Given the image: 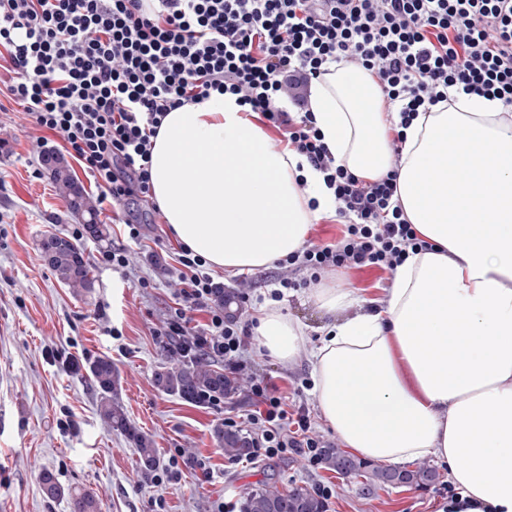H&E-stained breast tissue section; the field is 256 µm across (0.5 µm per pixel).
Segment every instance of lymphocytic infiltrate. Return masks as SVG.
Segmentation results:
<instances>
[{
	"instance_id": "obj_1",
	"label": "lymphocytic infiltrate",
	"mask_w": 512,
	"mask_h": 512,
	"mask_svg": "<svg viewBox=\"0 0 512 512\" xmlns=\"http://www.w3.org/2000/svg\"><path fill=\"white\" fill-rule=\"evenodd\" d=\"M374 73L383 111L398 113L395 140L411 120L453 95H477L512 113V0H0V68L8 98L31 128L59 136L128 239L145 236L127 209L151 195L153 139L172 109L230 94L285 148L324 177L341 224L335 242L275 262L272 300L329 268L395 273L430 250L395 199L397 173L366 181L337 165L316 126L308 88L330 66ZM181 287L154 332L185 351L251 366L250 325L214 301L207 263L174 253ZM205 322H195V314ZM244 425L257 455H305L322 443L303 406H287L267 377L251 385Z\"/></svg>"
}]
</instances>
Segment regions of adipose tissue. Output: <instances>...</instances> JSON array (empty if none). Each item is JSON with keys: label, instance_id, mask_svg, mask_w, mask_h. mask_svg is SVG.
<instances>
[{"label": "adipose tissue", "instance_id": "ef3b65f1", "mask_svg": "<svg viewBox=\"0 0 512 512\" xmlns=\"http://www.w3.org/2000/svg\"><path fill=\"white\" fill-rule=\"evenodd\" d=\"M379 97L370 72L331 67L311 87L316 126L360 178L397 169L404 216L432 249L397 268L384 305L325 328L311 352L320 414L364 459L446 466L448 512H512V115L475 95L433 106L396 166ZM151 191L173 236L232 274L301 250L337 206L229 96L168 113ZM257 320L259 345L291 360L302 326L269 305Z\"/></svg>", "mask_w": 512, "mask_h": 512}]
</instances>
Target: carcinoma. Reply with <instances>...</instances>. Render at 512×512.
Wrapping results in <instances>:
<instances>
[{
    "label": "carcinoma",
    "mask_w": 512,
    "mask_h": 512,
    "mask_svg": "<svg viewBox=\"0 0 512 512\" xmlns=\"http://www.w3.org/2000/svg\"><path fill=\"white\" fill-rule=\"evenodd\" d=\"M58 194L65 198L70 210L84 219L86 234L100 240L106 236V226L98 223L95 207L86 191L76 181L71 171L50 153L42 157ZM40 251L57 279L77 293H89L94 288L88 263L79 246L69 237L60 234L45 236ZM99 394V413L111 432H116L138 449L142 467L146 470L156 463L153 442L131 422L118 396V375L112 359L101 356L88 366ZM156 385L168 394L189 403H200L205 398L239 397L244 392V379L213 368L200 359L188 366L173 365L156 373ZM214 434L231 459H250L254 448L248 433L241 429L216 425ZM322 464L344 477L363 478L362 494H371L383 487L426 488L438 482V474L430 467L416 470L371 464L355 459L345 451L329 446L323 450ZM325 502L318 494L302 488H284L275 482L264 483L246 492L241 512H325Z\"/></svg>",
    "instance_id": "cac0c4a2"
}]
</instances>
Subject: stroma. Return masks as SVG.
I'll return each instance as SVG.
<instances>
[{
  "label": "stroma",
  "mask_w": 512,
  "mask_h": 512,
  "mask_svg": "<svg viewBox=\"0 0 512 512\" xmlns=\"http://www.w3.org/2000/svg\"><path fill=\"white\" fill-rule=\"evenodd\" d=\"M37 137L12 101H0V404L12 415L11 426L0 432V512H70L67 494L75 490L93 496L95 512H151V500L158 496L167 512H212L223 500L240 503L245 492L270 477L286 488L328 487V512H437L448 497L443 478L427 488H384L364 495L356 479L311 467L302 455L241 462L225 457L213 428L226 413H250L251 397L225 400L219 408L189 404L154 383L166 364V350L156 344L153 330L180 288L177 278L154 273L155 257H168L178 245L169 224L156 216L146 241L128 247L134 277L154 280L153 287L138 288L101 261L102 252L121 240L123 227L113 223L111 204L99 205L106 237L78 240L95 286L90 293H74L48 267L39 242L49 234L71 235L83 220L70 212L48 174L39 173L45 147ZM216 279L250 295L242 307L245 322L255 318L261 299L277 287L271 265L242 275L220 269ZM389 282V274L375 268H338L322 273L317 285L285 290L277 307L303 326L304 340L286 363L249 347L256 366L244 372V379L270 378L288 403L308 409L312 436L339 445L320 415L310 358L335 318L318 307L313 289L353 291L357 301L347 310L352 316L369 302L387 298ZM100 356L111 358L127 414L152 438L157 454L183 449L180 480L154 486L152 472L138 465L136 448L107 431L96 387L86 374L71 369L72 361ZM199 459L213 468V481L198 480ZM46 473L54 476L63 496L45 493L41 477Z\"/></svg>",
  "instance_id": "1"
}]
</instances>
